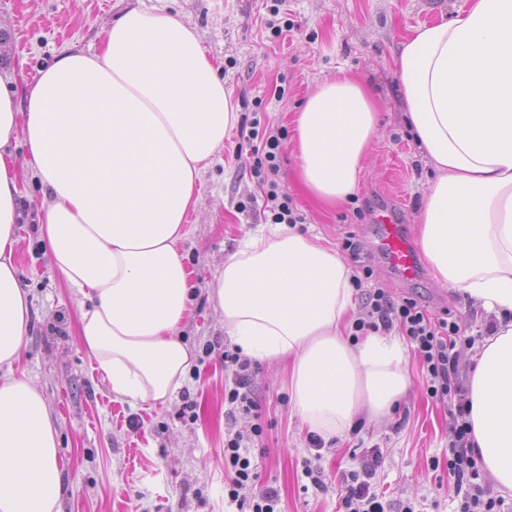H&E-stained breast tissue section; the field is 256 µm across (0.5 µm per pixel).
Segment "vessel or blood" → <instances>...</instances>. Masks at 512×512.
Segmentation results:
<instances>
[{
    "mask_svg": "<svg viewBox=\"0 0 512 512\" xmlns=\"http://www.w3.org/2000/svg\"><path fill=\"white\" fill-rule=\"evenodd\" d=\"M377 251L386 266L403 284L417 282L421 268L413 246L407 237L397 211L389 205L378 209L375 216Z\"/></svg>",
    "mask_w": 512,
    "mask_h": 512,
    "instance_id": "vessel-or-blood-1",
    "label": "vessel or blood"
}]
</instances>
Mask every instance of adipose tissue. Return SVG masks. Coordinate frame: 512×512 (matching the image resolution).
<instances>
[{
  "mask_svg": "<svg viewBox=\"0 0 512 512\" xmlns=\"http://www.w3.org/2000/svg\"><path fill=\"white\" fill-rule=\"evenodd\" d=\"M406 121L436 171L418 216L441 287L494 313L469 376L470 439L512 490V0H464L413 29L396 60ZM238 119L198 30L127 9L99 53L60 52L26 100L0 76V512H62L59 433L40 387L16 373L30 326L14 261L25 194L18 146L38 179L40 238L80 295L79 336L113 394L167 404L190 367L178 336L192 312L179 244L197 185ZM356 77L323 81L295 118L302 182L325 206L355 193L378 131ZM210 298L244 355L292 361L297 412L323 438L391 418L407 354L379 334L351 341V271L284 224L226 258Z\"/></svg>",
  "mask_w": 512,
  "mask_h": 512,
  "instance_id": "ef3b65f1",
  "label": "adipose tissue"
}]
</instances>
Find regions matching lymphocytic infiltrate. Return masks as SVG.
Returning <instances> with one entry per match:
<instances>
[{
    "label": "lymphocytic infiltrate",
    "mask_w": 512,
    "mask_h": 512,
    "mask_svg": "<svg viewBox=\"0 0 512 512\" xmlns=\"http://www.w3.org/2000/svg\"><path fill=\"white\" fill-rule=\"evenodd\" d=\"M251 159L250 170L258 179L265 206L275 224H300L304 217L288 195L279 191L281 135L269 127L252 126L244 137ZM356 288L363 291L365 313L353 325L354 336L399 331L422 364L429 397L448 409L451 437L448 441L447 469L457 486L456 512H500L502 499L491 495L481 482L480 460L475 454L467 420L464 397L466 377L460 370L459 345L474 346L475 337L464 335L460 319L447 314L432 316L416 299L392 298L386 289L368 288L365 278L373 274L363 267ZM259 365L243 357L240 349H225L227 374L224 400L231 412L260 413L262 405L253 378ZM383 462L380 448L369 450L360 469L341 472L340 512H390L391 505L372 484ZM224 489L237 512H279L280 493L272 486L259 487V476L243 436L224 441Z\"/></svg>",
    "instance_id": "lymphocytic-infiltrate-1"
}]
</instances>
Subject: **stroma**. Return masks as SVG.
<instances>
[{
	"instance_id": "obj_1",
	"label": "stroma",
	"mask_w": 512,
	"mask_h": 512,
	"mask_svg": "<svg viewBox=\"0 0 512 512\" xmlns=\"http://www.w3.org/2000/svg\"><path fill=\"white\" fill-rule=\"evenodd\" d=\"M462 0H285L293 28L273 37L267 0H0V74L17 89L31 85L40 66L66 49L100 51L103 31L127 7L142 5L179 16L200 32L206 55L219 68L238 107L217 162L202 177L180 249L194 288L195 307L181 329L192 351L188 379L172 402L132 404L116 398L95 370L78 336V296L53 269L40 244L39 186L26 187L23 225L15 260L29 293L31 326L17 372L39 384L56 422L65 470L62 512H225L224 438L251 435L262 427L260 454L253 460L260 481L276 486L285 512H339L342 471L356 467L363 448L379 446L384 463L374 483L392 506L412 500L418 512H455L454 480L446 467L432 468L448 447V411L427 395L416 357H409L411 388L392 421L376 427L359 421L358 434H345L324 450L318 463L322 487L305 474L310 428L294 408L289 362L260 363L254 378L264 398L260 418L229 414L224 402L222 354L229 337L209 300L218 263L269 221L255 178L237 156L238 128L261 116L284 129L280 182L305 217L300 233L333 249L344 239L361 245L372 284L396 297H412L436 316L461 317L469 335L483 333L489 315L459 293L437 287L430 268L405 286L375 252L376 211L395 207L411 240L427 182L435 175L409 130L399 100L396 54L414 27L438 22ZM361 77L371 88L379 116L378 135L361 175L356 202L329 208L298 178L292 136L303 102L323 80ZM284 84L275 100L276 84ZM195 404L185 412V401ZM142 426L131 430L130 417Z\"/></svg>"
}]
</instances>
